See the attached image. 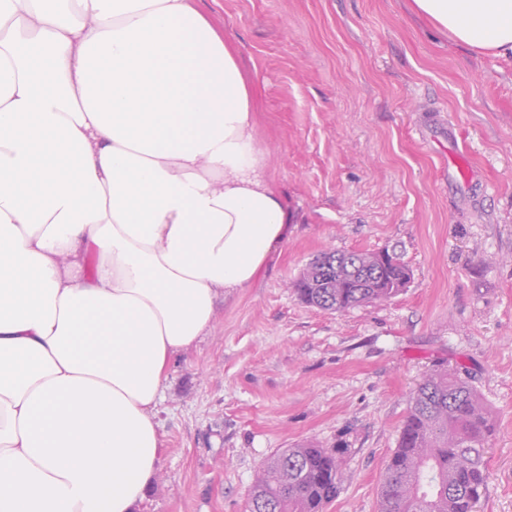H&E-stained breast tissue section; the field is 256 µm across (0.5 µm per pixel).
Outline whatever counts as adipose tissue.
I'll return each mask as SVG.
<instances>
[{
	"label": "adipose tissue",
	"mask_w": 512,
	"mask_h": 512,
	"mask_svg": "<svg viewBox=\"0 0 512 512\" xmlns=\"http://www.w3.org/2000/svg\"><path fill=\"white\" fill-rule=\"evenodd\" d=\"M512 53V0H411ZM197 0H0V512H134L172 358L291 214Z\"/></svg>",
	"instance_id": "obj_1"
}]
</instances>
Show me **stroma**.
Returning <instances> with one entry per match:
<instances>
[{
    "label": "stroma",
    "mask_w": 512,
    "mask_h": 512,
    "mask_svg": "<svg viewBox=\"0 0 512 512\" xmlns=\"http://www.w3.org/2000/svg\"><path fill=\"white\" fill-rule=\"evenodd\" d=\"M240 44L256 134L295 222L252 285L170 363L163 453L136 512H245L258 467L344 444L327 512H378L411 394L443 363L491 409L479 512H512V54L456 45L407 0H200ZM394 251L403 292L300 302L316 254Z\"/></svg>",
    "instance_id": "35a3bbf8"
}]
</instances>
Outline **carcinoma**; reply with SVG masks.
<instances>
[{"mask_svg":"<svg viewBox=\"0 0 512 512\" xmlns=\"http://www.w3.org/2000/svg\"><path fill=\"white\" fill-rule=\"evenodd\" d=\"M411 279L396 256L327 250L293 283L303 303L345 312L399 294ZM495 427L468 374L436 366L423 376L379 489V512H476L486 491L485 445ZM344 449L296 444L256 471L246 512H325L344 478Z\"/></svg>","mask_w":512,"mask_h":512,"instance_id":"cac0c4a2","label":"carcinoma"}]
</instances>
